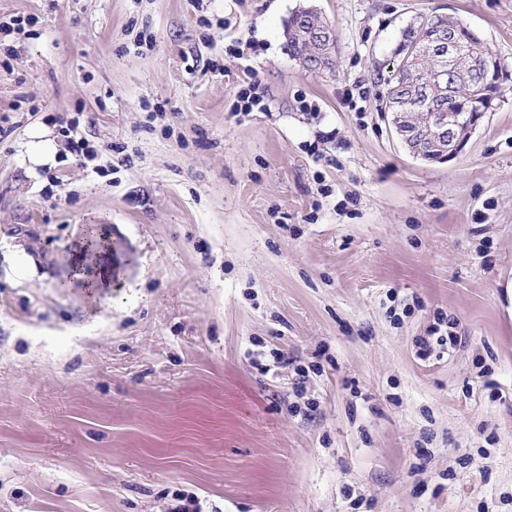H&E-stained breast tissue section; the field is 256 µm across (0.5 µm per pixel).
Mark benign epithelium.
<instances>
[{
    "mask_svg": "<svg viewBox=\"0 0 512 512\" xmlns=\"http://www.w3.org/2000/svg\"><path fill=\"white\" fill-rule=\"evenodd\" d=\"M416 54L430 56L439 61L438 69L424 77L425 88L421 89V97H426V87L437 86L443 93L454 87V66L457 58L462 55L461 46L449 35L438 38L416 51ZM429 122L423 129H412L406 125L403 112L393 113L391 125L403 147L416 158L425 157L427 144L438 150V161L447 162L463 151L472 134L476 131L478 121L458 112L428 113Z\"/></svg>",
    "mask_w": 512,
    "mask_h": 512,
    "instance_id": "benign-epithelium-1",
    "label": "benign epithelium"
}]
</instances>
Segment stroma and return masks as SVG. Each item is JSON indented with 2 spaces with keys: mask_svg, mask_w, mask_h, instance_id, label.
<instances>
[{
  "mask_svg": "<svg viewBox=\"0 0 512 512\" xmlns=\"http://www.w3.org/2000/svg\"><path fill=\"white\" fill-rule=\"evenodd\" d=\"M438 14L512 72V0H0V512H512V80L445 163L384 112ZM328 22L320 13L313 11H303L302 14L296 13L288 21V51L290 55L300 61L302 66L312 72H323L329 70L333 65L332 60L326 58L323 67L317 60H308L306 57L310 53V45L318 43L319 34L323 31L328 39L319 43L326 45L332 39ZM251 81L238 91L237 100L234 104V111L237 112H251L254 108L260 106L262 100L255 91L256 83L255 75L249 74ZM255 80V81H254ZM463 343V336H457L453 332L447 336H422L416 342L418 354L420 357L427 359L435 355L442 357L448 348L455 349Z\"/></svg>",
  "mask_w": 512,
  "mask_h": 512,
  "instance_id": "35a3bbf8",
  "label": "stroma"
}]
</instances>
